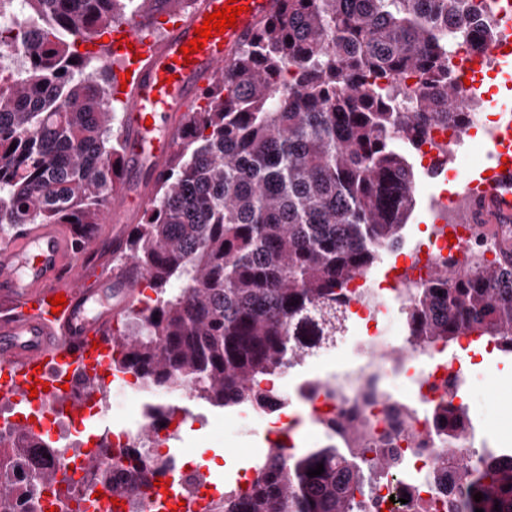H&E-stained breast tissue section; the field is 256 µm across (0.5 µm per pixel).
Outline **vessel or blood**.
Instances as JSON below:
<instances>
[{
    "instance_id": "1",
    "label": "vessel or blood",
    "mask_w": 512,
    "mask_h": 512,
    "mask_svg": "<svg viewBox=\"0 0 512 512\" xmlns=\"http://www.w3.org/2000/svg\"><path fill=\"white\" fill-rule=\"evenodd\" d=\"M226 2L194 0L185 15L166 5L151 19H127L104 37L90 40V52L106 61L121 56L131 71L125 90L113 92L125 106V184L113 195L105 216L106 245L93 242L80 248L60 225L39 224L0 248V397L18 409L35 408L49 418L53 405L62 401L75 417L92 420L89 403L98 393L84 388L83 381L111 371L112 325L132 302L141 276L131 262L113 274L100 267L106 257L124 252L127 225L152 206L181 130L211 78L283 8L282 0H237L248 11L238 16L236 27L205 41L193 63L185 64L183 45L193 39L206 15ZM124 38L129 48L118 49V40ZM471 221L512 222V167H507L503 183L480 198ZM60 293L67 305L56 313L49 299ZM36 381L49 389L34 397L28 387ZM172 482L167 475L154 487L148 512H214L224 498L210 485L182 495L166 492Z\"/></svg>"
}]
</instances>
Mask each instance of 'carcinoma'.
Returning a JSON list of instances; mask_svg holds the SVG:
<instances>
[{
    "label": "carcinoma",
    "instance_id": "carcinoma-1",
    "mask_svg": "<svg viewBox=\"0 0 512 512\" xmlns=\"http://www.w3.org/2000/svg\"><path fill=\"white\" fill-rule=\"evenodd\" d=\"M154 0H0V243L26 224H66L94 238L124 166L103 60L78 50ZM475 0H283L187 120L155 203L130 229L121 265L143 288L112 333L117 372L186 387L218 407L270 398L261 383L336 343L349 321L348 284L406 239L416 203L412 152L456 111L448 38H470ZM414 79L411 93L400 83ZM15 149H10L11 145ZM495 259L467 250L434 264L404 320L408 346L496 338L512 356V226L494 233ZM466 412H432L448 442L428 475L447 512H512V452L465 441ZM327 448L267 450L246 489L219 512H369L374 486L398 458L359 416L332 424ZM26 429L0 437V512H35L51 487L48 456ZM323 464L316 477L309 470ZM167 465L124 448L94 478L121 499L148 498ZM482 494L475 501L474 495ZM499 510H494V507Z\"/></svg>",
    "mask_w": 512,
    "mask_h": 512
}]
</instances>
